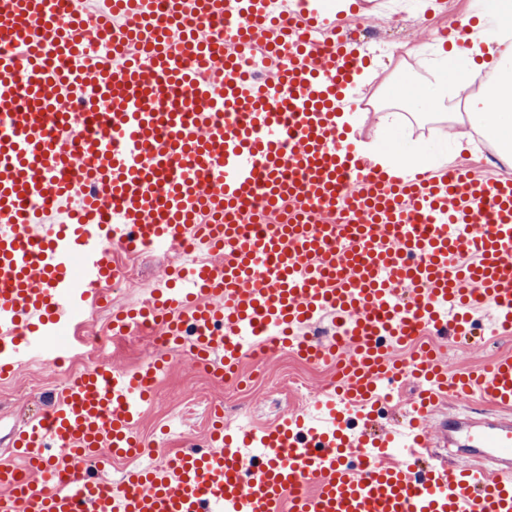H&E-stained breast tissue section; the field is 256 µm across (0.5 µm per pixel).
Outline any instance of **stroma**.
I'll return each instance as SVG.
<instances>
[{
	"label": "stroma",
	"instance_id": "obj_1",
	"mask_svg": "<svg viewBox=\"0 0 512 512\" xmlns=\"http://www.w3.org/2000/svg\"><path fill=\"white\" fill-rule=\"evenodd\" d=\"M403 2V7L393 9L389 0H367L359 14L341 11L335 16V25L352 31L354 36L360 37L366 27L387 34L386 41H362L360 45L376 72L374 81L362 89L357 103L368 114L377 107L392 105L388 89L399 75L424 76L425 63L436 56L438 32L448 31L451 41H460L457 28L461 19L478 6V0H437L434 8L429 7V0ZM135 261L141 274L140 287L127 288L115 283L108 302L97 309L93 319L85 321L86 335L109 332L113 313L135 305L144 288L156 287L170 268L180 264L181 253L162 248L136 256ZM509 351L512 352V336L468 348L450 343L445 348V358L456 369L486 363ZM47 357L44 351L31 355L11 380L0 383V464L15 463L14 433L44 412L52 395L64 383L63 377L48 367ZM169 358L170 368L160 378L154 400L144 408L137 425V432L149 449L141 458L142 466L161 463L169 455L186 451L192 445L205 444L212 408L230 412L243 409L260 427L274 424L296 409V397L276 383L280 373L294 362L289 351L272 355L259 366L246 363L245 383L241 386L212 378L177 351H170Z\"/></svg>",
	"mask_w": 512,
	"mask_h": 512
}]
</instances>
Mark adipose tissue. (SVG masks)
Listing matches in <instances>:
<instances>
[{
    "mask_svg": "<svg viewBox=\"0 0 512 512\" xmlns=\"http://www.w3.org/2000/svg\"><path fill=\"white\" fill-rule=\"evenodd\" d=\"M476 18L467 34L468 46L441 53L429 62L425 78L408 77L395 86L394 97L402 111L377 109L376 142L367 150L372 164L396 176L447 169L449 157L445 154L429 156L418 147L379 148V141L411 117L448 124L466 120L471 129L496 146L512 168V0H483ZM485 70L490 77L479 93L460 101L462 87Z\"/></svg>",
    "mask_w": 512,
    "mask_h": 512,
    "instance_id": "1",
    "label": "adipose tissue"
}]
</instances>
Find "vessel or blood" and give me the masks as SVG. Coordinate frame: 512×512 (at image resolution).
<instances>
[{"label": "vessel or blood", "mask_w": 512, "mask_h": 512, "mask_svg": "<svg viewBox=\"0 0 512 512\" xmlns=\"http://www.w3.org/2000/svg\"><path fill=\"white\" fill-rule=\"evenodd\" d=\"M101 2L0 0V380L98 302L113 249L189 239L114 335L152 320L220 379L258 346L340 375L311 410L216 425L207 448L112 483L84 464L137 452L162 365L88 368L19 433L0 512H512V354L455 372L433 348L392 356L427 332L469 344L485 308L512 331V181L368 166L335 121L365 58L308 0ZM259 48L263 81L241 67ZM324 315L341 335L307 343ZM406 377L422 384L406 423L354 430L346 409ZM445 395L489 413H441ZM443 445L452 460L433 457Z\"/></svg>", "instance_id": "vessel-or-blood-1"}]
</instances>
